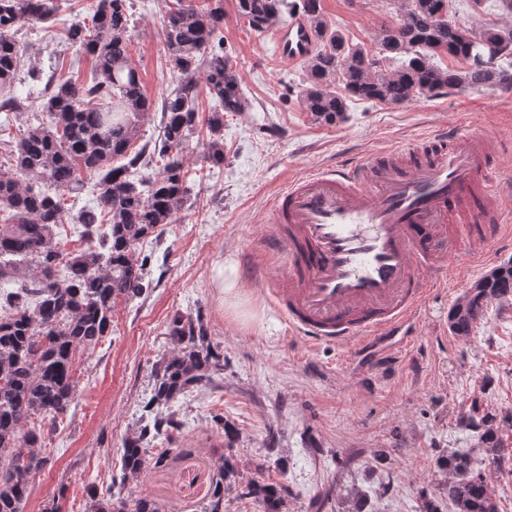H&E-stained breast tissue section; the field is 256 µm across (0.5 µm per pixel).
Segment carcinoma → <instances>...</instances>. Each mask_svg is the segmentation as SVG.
<instances>
[{"mask_svg":"<svg viewBox=\"0 0 512 512\" xmlns=\"http://www.w3.org/2000/svg\"><path fill=\"white\" fill-rule=\"evenodd\" d=\"M178 4L161 31L175 86L160 101L162 134L154 148L135 147L142 120L155 104L130 61L133 0H91L89 22L69 25L67 35L92 56L96 78L80 85L53 74L34 76L45 80L47 119L20 131L8 165L0 169V512H23L32 479L48 460L45 432L30 423L41 416L55 426L68 415L76 400L77 353L111 335L114 308L146 290L147 259L135 254L161 226L174 222L184 204L190 173L183 151L197 129L199 78L212 102L204 162L224 163V115L250 108L231 57L214 45L224 21L221 0L208 8L195 0ZM286 8L287 0H236L238 15L258 32L278 23ZM300 10L315 41L300 98L317 122L342 120L351 99L401 106L447 89L512 88V72L501 66L512 58V28L461 27L448 19V0H402L396 22L377 34L374 51L350 44L323 15L320 0H302ZM56 13L54 0H0V128L32 107L13 90L22 62L15 27ZM484 42L498 44V57L483 66L467 63L470 50ZM441 54L465 66L441 67L434 62ZM334 78L342 84L339 92L331 89ZM93 178L96 204L76 217L87 246L67 253L56 232L64 223L61 197L82 193ZM510 296L512 259L451 306L449 330L468 338L489 305ZM168 336L172 351L155 362L140 426L123 443L121 479L101 491L91 488L86 512H164L153 499L125 498L122 489L146 470L148 448L168 445L181 433L171 404L224 370V354L201 315H175ZM460 427L474 433L470 447L437 462L448 509L498 512L491 474L505 461L500 436L512 431V413L476 407ZM237 477L233 455L221 454L201 512H224V497L239 486ZM242 495L253 498L261 512H288L281 484L251 481Z\"/></svg>","mask_w":512,"mask_h":512,"instance_id":"1","label":"carcinoma"}]
</instances>
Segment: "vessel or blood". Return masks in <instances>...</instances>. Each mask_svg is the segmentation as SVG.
<instances>
[{"mask_svg": "<svg viewBox=\"0 0 512 512\" xmlns=\"http://www.w3.org/2000/svg\"><path fill=\"white\" fill-rule=\"evenodd\" d=\"M278 56L313 50L308 21L272 32ZM502 143L477 126H446L414 147L390 144L290 182L268 209L269 250L284 266L269 290L290 335L387 361L391 342L445 285L452 256L482 261L512 238V187L493 173Z\"/></svg>", "mask_w": 512, "mask_h": 512, "instance_id": "vessel-or-blood-1", "label": "vessel or blood"}]
</instances>
